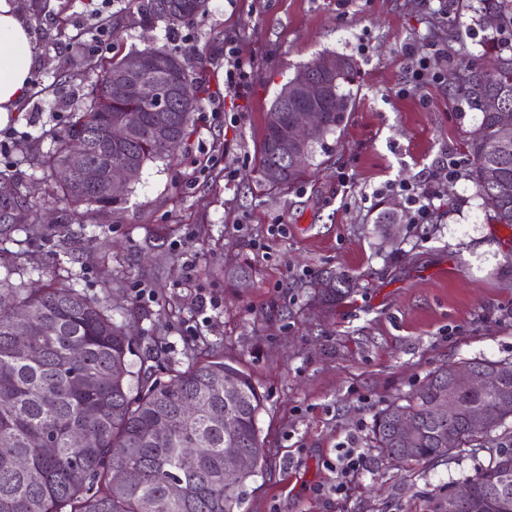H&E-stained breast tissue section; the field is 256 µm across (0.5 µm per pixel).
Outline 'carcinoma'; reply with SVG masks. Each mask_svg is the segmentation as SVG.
Listing matches in <instances>:
<instances>
[{"mask_svg":"<svg viewBox=\"0 0 512 512\" xmlns=\"http://www.w3.org/2000/svg\"><path fill=\"white\" fill-rule=\"evenodd\" d=\"M165 2L136 0V11L146 26L164 22L171 36L191 27L207 5V0H194V11L168 17ZM478 3V20L493 18L497 25L485 39L489 66L472 68L459 78L461 97L481 114L466 141L472 158L470 178L492 207V219L512 225V135L504 137L500 116L502 108L512 110V0ZM157 51L169 52L172 67L187 78L181 110L168 113L179 149L187 141L191 114L200 108L204 82L190 78L178 49L163 45ZM146 52L132 49L108 60H90V69L102 72L100 82L38 161L42 174L54 183V200L74 212L83 206L86 215L93 206L118 203L77 181L75 136L80 131L93 133L85 146L87 162L107 168L131 157L136 161L134 182L147 163L172 153L153 139L157 112H143L141 124L126 141L114 144L110 139V127L122 117L125 103L110 95L108 74L129 70ZM346 61V71L331 78L325 92L312 101L321 118L317 144L341 127L353 104L350 86L356 68L353 59ZM302 103L290 89L288 111L266 113L258 151V172L266 184V172L275 165L269 145L283 136L293 120L292 109ZM313 153L309 149L302 164L288 166L281 175L284 187L304 180ZM37 219L33 207L1 197L0 244L15 241L20 232L45 234L46 227ZM18 311L25 314L24 320L15 318ZM130 354L132 338L114 321L106 302L61 284L33 291L21 283L0 281V512H240L242 487L258 474L264 458L257 428L263 399L250 375L212 356L186 371L173 370L168 381L160 382L147 369L132 371ZM461 366H502L504 371L490 389L461 392L460 413L450 421L433 418L432 410L456 366L434 371L404 404H392L374 415V447L392 460L407 447L409 461L426 462L495 439L496 431L512 419V361L474 359ZM226 378L239 387L238 402L230 406L224 404ZM188 406L198 408L199 416L184 417ZM473 412L486 420L481 431L469 422ZM401 415L416 427L412 443L396 438L395 423ZM226 420L236 432L237 448L254 461L253 468L232 481L224 480ZM158 426L170 433L162 444L152 436ZM76 432L85 436V444L72 441ZM46 439L52 441L51 454L42 448ZM188 451L196 456L192 468L182 464ZM115 469L132 470L137 478L116 484ZM507 476L512 478V443L499 447L486 465L463 480L472 489L468 501L455 506L444 495L434 500L432 512H512V488L502 497L493 496Z\"/></svg>","mask_w":512,"mask_h":512,"instance_id":"obj_1","label":"carcinoma"}]
</instances>
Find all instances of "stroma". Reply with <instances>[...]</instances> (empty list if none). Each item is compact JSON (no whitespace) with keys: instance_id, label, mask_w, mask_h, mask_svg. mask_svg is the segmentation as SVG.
Wrapping results in <instances>:
<instances>
[{"instance_id":"1","label":"stroma","mask_w":512,"mask_h":512,"mask_svg":"<svg viewBox=\"0 0 512 512\" xmlns=\"http://www.w3.org/2000/svg\"><path fill=\"white\" fill-rule=\"evenodd\" d=\"M477 0H208L177 44L202 75V111L173 158L148 163L122 204L88 217L51 198L39 156L99 80L82 67L169 41L144 28L132 0H17L36 44L30 90L0 127V170L50 231L18 235L0 280L53 281L106 300L134 338L132 370L157 379L211 355L250 374L266 463L241 512H430L432 495L486 464L495 443L452 459L401 464L372 444L376 412L432 372L470 359L512 361V226L492 221L467 176L465 142L480 114L455 91L462 59L484 61ZM81 52L67 74L60 53ZM253 62L250 89H224V51ZM425 57L441 81L412 82ZM72 52V51H71ZM350 57L357 75L341 127L315 147L313 178L286 190L255 181L265 115L281 84L314 55ZM406 183L434 193L415 224ZM399 216L390 237L378 215ZM349 279L325 297L317 281ZM354 443L364 465L336 493V457Z\"/></svg>"}]
</instances>
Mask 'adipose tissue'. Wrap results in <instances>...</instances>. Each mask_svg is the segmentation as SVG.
Wrapping results in <instances>:
<instances>
[{
    "mask_svg": "<svg viewBox=\"0 0 512 512\" xmlns=\"http://www.w3.org/2000/svg\"><path fill=\"white\" fill-rule=\"evenodd\" d=\"M31 28L15 0H0V123L17 112L32 80Z\"/></svg>",
    "mask_w": 512,
    "mask_h": 512,
    "instance_id": "1",
    "label": "adipose tissue"
}]
</instances>
